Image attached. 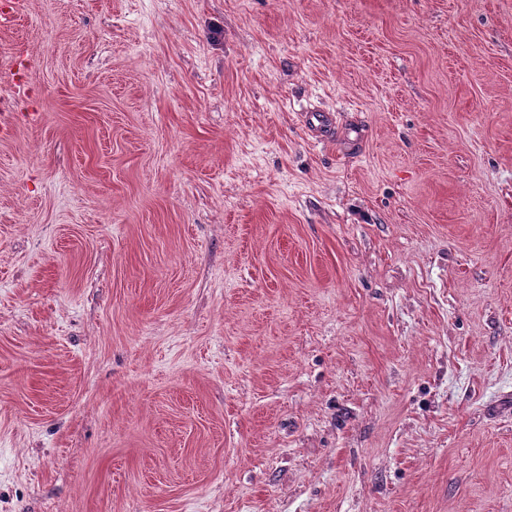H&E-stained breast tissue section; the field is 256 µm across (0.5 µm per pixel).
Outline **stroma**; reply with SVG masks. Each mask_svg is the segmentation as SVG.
Segmentation results:
<instances>
[{
	"mask_svg": "<svg viewBox=\"0 0 512 512\" xmlns=\"http://www.w3.org/2000/svg\"><path fill=\"white\" fill-rule=\"evenodd\" d=\"M2 16L0 512H512V0ZM307 117V116H305ZM313 137L321 141H329L334 136L335 119L331 113L320 112L307 117Z\"/></svg>",
	"mask_w": 512,
	"mask_h": 512,
	"instance_id": "1",
	"label": "stroma"
}]
</instances>
